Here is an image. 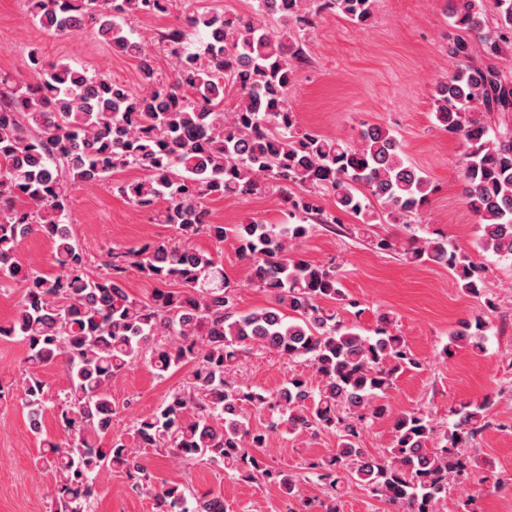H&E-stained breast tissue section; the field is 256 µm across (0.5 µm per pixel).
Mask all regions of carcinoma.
<instances>
[{
    "instance_id": "cac0c4a2",
    "label": "carcinoma",
    "mask_w": 512,
    "mask_h": 512,
    "mask_svg": "<svg viewBox=\"0 0 512 512\" xmlns=\"http://www.w3.org/2000/svg\"><path fill=\"white\" fill-rule=\"evenodd\" d=\"M375 0H255L254 16L204 9L158 35L172 57L174 78L159 79L144 41L127 28L136 14L161 12V0H31L36 25L71 33L91 26L116 52L139 61L137 91L105 73L68 63H49L29 53L32 82L0 94V280L21 289L23 301L0 337L18 336L27 350L26 400L35 409L30 427L42 431L45 383L35 369L60 364L68 387L57 404L61 441H42L43 464L56 472L50 512H86L94 478L119 469L137 490L152 489L144 450L162 448L175 459L221 463L233 476L277 487L286 512H337L352 481L401 512H438L448 485L469 474L463 449L481 435L493 402L468 401L449 410L453 421L438 428L420 409L394 417L390 446L381 454L359 447L396 375L421 366L395 316L383 312L371 335L341 320L330 301L344 300L333 263L308 259L300 245L314 225L358 219L361 231L376 221L372 201L397 222L419 214L433 187L406 158L387 128L362 124L356 138L328 137L303 129L288 104L294 63L304 57L296 35L327 12L358 24L372 18ZM488 22L485 0H452L448 56L457 68L438 82L432 105L438 126L460 137V176L474 216L479 245L512 260V0H496ZM274 16L278 31L260 19ZM203 30V52L186 46L188 29ZM236 86L232 110L224 111L226 87ZM132 167L143 176L118 191L157 224L176 228L179 242L138 250L109 251L105 272L92 276L66 224V181L103 183L112 171ZM285 194L294 224L253 218L236 225L240 256L250 281L273 304L242 312L222 262L193 241L205 234L217 243L227 231L206 220L207 197H246L263 182ZM333 195L336 214H322L316 191ZM38 232L51 241L56 274L23 264L19 239ZM413 265L448 268L475 299L485 295V276L461 247L439 234L409 235L396 247ZM135 268L158 285L146 301L127 292ZM177 283L178 289L169 288ZM489 322L481 313L458 322L441 357L459 348L485 351ZM274 352L290 363L308 362L317 387L301 373L275 392L228 378L251 350ZM154 375L191 368L186 385L171 391L154 412L137 418L128 436L110 438L117 407L108 387L144 354ZM268 424L253 421L265 411ZM290 432H331L337 448L305 464L323 497L301 499L300 477L268 468L259 451L280 427ZM160 512H226L220 490L194 496L187 507L177 480L154 494ZM300 501L299 508L292 507Z\"/></svg>"
}]
</instances>
